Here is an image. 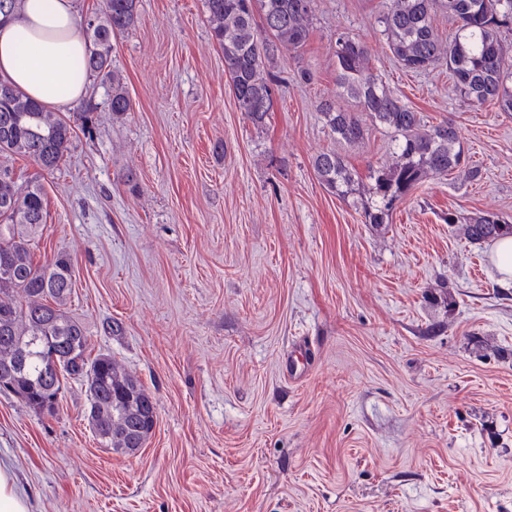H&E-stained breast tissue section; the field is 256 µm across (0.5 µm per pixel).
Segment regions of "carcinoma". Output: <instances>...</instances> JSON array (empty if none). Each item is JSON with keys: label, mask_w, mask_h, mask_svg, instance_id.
Masks as SVG:
<instances>
[{"label": "carcinoma", "mask_w": 512, "mask_h": 512, "mask_svg": "<svg viewBox=\"0 0 512 512\" xmlns=\"http://www.w3.org/2000/svg\"><path fill=\"white\" fill-rule=\"evenodd\" d=\"M212 39L224 53V70L240 111L261 128L273 108L274 88L265 59L278 48L297 50L309 37L313 0H205ZM138 0H104L93 27L81 26L86 43L84 68L108 87V105L120 117L131 101L122 75L112 68V37L136 27ZM456 22L448 41L434 26L437 7ZM261 27H256L255 17ZM390 50L403 68L426 71L448 63L459 95L479 105L493 101L512 112V58L499 38L512 23V0H391L380 16ZM336 97L360 107L348 112L331 99L318 111L334 139L351 146L362 143L369 126L387 130L394 162L369 170V196L360 197L353 170L334 149L318 154L313 167L325 188L340 199L360 205L365 223L389 222L396 206L426 178L446 174L461 163L459 132L450 122L423 124L419 113L401 103L368 67L364 44L344 33L336 42ZM74 133L71 119L44 111L35 101L0 81V156L31 159L49 173L60 161ZM43 187L17 184L12 168L0 171V392L53 416L70 380L86 388L89 426L101 445L121 454L143 447L156 423V407L142 384L123 371L109 354L93 357L84 326L67 315L73 288L69 259L58 255L38 265L32 246L45 221ZM471 243L512 236V222L494 212H481L464 224ZM68 356L60 375L44 377L46 352Z\"/></svg>", "instance_id": "carcinoma-1"}]
</instances>
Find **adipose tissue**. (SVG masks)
<instances>
[{
	"mask_svg": "<svg viewBox=\"0 0 512 512\" xmlns=\"http://www.w3.org/2000/svg\"><path fill=\"white\" fill-rule=\"evenodd\" d=\"M83 19L75 0H22L0 15V80L47 109L82 98Z\"/></svg>",
	"mask_w": 512,
	"mask_h": 512,
	"instance_id": "adipose-tissue-1",
	"label": "adipose tissue"
}]
</instances>
